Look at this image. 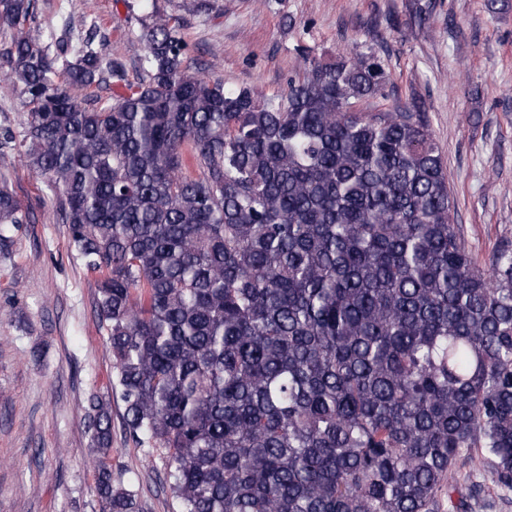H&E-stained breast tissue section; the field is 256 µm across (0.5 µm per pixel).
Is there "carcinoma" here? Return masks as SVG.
Masks as SVG:
<instances>
[{"label": "carcinoma", "mask_w": 512, "mask_h": 512, "mask_svg": "<svg viewBox=\"0 0 512 512\" xmlns=\"http://www.w3.org/2000/svg\"><path fill=\"white\" fill-rule=\"evenodd\" d=\"M0 24L27 107L0 156L100 273L124 430L165 450L181 512H440L461 458L512 491V247L478 268L416 103L354 109L386 97L374 53L306 57L266 99L189 74L155 18L147 77L90 107L78 92L118 63L32 0H0ZM27 223L1 180V257ZM84 420L102 512H140L102 461L110 402L89 394Z\"/></svg>", "instance_id": "1"}]
</instances>
